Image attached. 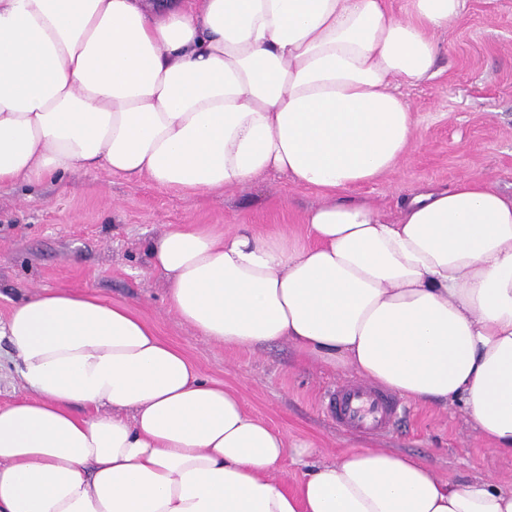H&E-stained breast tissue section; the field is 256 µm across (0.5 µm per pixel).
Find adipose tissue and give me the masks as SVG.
<instances>
[{"instance_id":"1","label":"adipose tissue","mask_w":512,"mask_h":512,"mask_svg":"<svg viewBox=\"0 0 512 512\" xmlns=\"http://www.w3.org/2000/svg\"><path fill=\"white\" fill-rule=\"evenodd\" d=\"M464 6L0 0V187L102 168L188 195L271 173L322 191L303 244L168 225L148 256L175 314L217 344L285 339L415 402L464 405L512 457V196L464 178L409 192L391 221L346 195L405 156L397 86L431 78L433 34ZM0 341L31 392L0 407V512H512L489 478L289 444L99 297L30 294ZM289 456L288 487L271 474Z\"/></svg>"}]
</instances>
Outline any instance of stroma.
Segmentation results:
<instances>
[{
    "mask_svg": "<svg viewBox=\"0 0 512 512\" xmlns=\"http://www.w3.org/2000/svg\"><path fill=\"white\" fill-rule=\"evenodd\" d=\"M435 75L399 90L416 132L398 167L350 189L388 217L404 193L442 189L469 178L512 194V0H466L460 16L438 31ZM320 191L270 174L221 194L188 196L129 181L104 170L74 171L30 187L0 188V321L14 303L43 289L66 288L127 306L161 339L184 353L202 376L236 390L246 409L307 441L331 460L352 448H382L424 459L448 480L487 476L512 486V460L484 440L456 405L409 403L388 435L357 437L336 428L323 395L350 378L307 359L281 341L263 346L212 343L170 309L165 280L151 270L148 243L170 224L220 234L249 224L261 234L303 235L304 214Z\"/></svg>",
    "mask_w": 512,
    "mask_h": 512,
    "instance_id": "1",
    "label": "stroma"
}]
</instances>
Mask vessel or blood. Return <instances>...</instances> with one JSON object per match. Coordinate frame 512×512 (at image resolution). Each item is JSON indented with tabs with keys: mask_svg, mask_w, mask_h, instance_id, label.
<instances>
[{
	"mask_svg": "<svg viewBox=\"0 0 512 512\" xmlns=\"http://www.w3.org/2000/svg\"><path fill=\"white\" fill-rule=\"evenodd\" d=\"M402 400L394 393L361 380L336 385L326 398V412L337 428L363 436H381L395 429Z\"/></svg>",
	"mask_w": 512,
	"mask_h": 512,
	"instance_id": "1",
	"label": "vessel or blood"
}]
</instances>
